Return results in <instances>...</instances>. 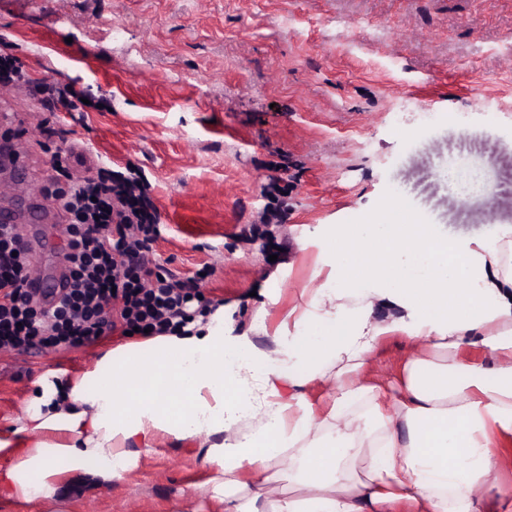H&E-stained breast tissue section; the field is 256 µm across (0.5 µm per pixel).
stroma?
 I'll return each instance as SVG.
<instances>
[{
    "instance_id": "35a3bbf8",
    "label": "stroma",
    "mask_w": 512,
    "mask_h": 512,
    "mask_svg": "<svg viewBox=\"0 0 512 512\" xmlns=\"http://www.w3.org/2000/svg\"><path fill=\"white\" fill-rule=\"evenodd\" d=\"M0 37L33 80L80 92L79 111L53 117L87 143L72 173L136 167L164 226L158 262L263 345L303 302L324 225L512 236V56L499 49L512 0H0ZM48 117L27 88H0V133L24 164L0 202L40 200L19 233L57 280L60 219L43 189L65 144ZM98 352L0 353V427L41 378ZM133 454L121 481L69 477L71 512H224L187 495L211 477L196 440Z\"/></svg>"
}]
</instances>
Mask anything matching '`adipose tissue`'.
<instances>
[{"label":"adipose tissue","instance_id":"obj_1","mask_svg":"<svg viewBox=\"0 0 512 512\" xmlns=\"http://www.w3.org/2000/svg\"><path fill=\"white\" fill-rule=\"evenodd\" d=\"M322 246L274 348L219 309L42 384L0 434V498L68 512L70 475L118 480L133 449L197 438L224 512H512L493 480L512 440V239L350 225ZM394 334L417 351L387 386L366 365Z\"/></svg>","mask_w":512,"mask_h":512}]
</instances>
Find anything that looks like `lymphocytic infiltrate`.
Returning <instances> with one entry per match:
<instances>
[{"instance_id":"lymphocytic-infiltrate-1","label":"lymphocytic infiltrate","mask_w":512,"mask_h":512,"mask_svg":"<svg viewBox=\"0 0 512 512\" xmlns=\"http://www.w3.org/2000/svg\"><path fill=\"white\" fill-rule=\"evenodd\" d=\"M56 197L69 223L52 294L32 295L26 245L0 224V348L73 350L117 330L177 335L194 321L195 283L157 263L161 226L135 173L91 167Z\"/></svg>"}]
</instances>
